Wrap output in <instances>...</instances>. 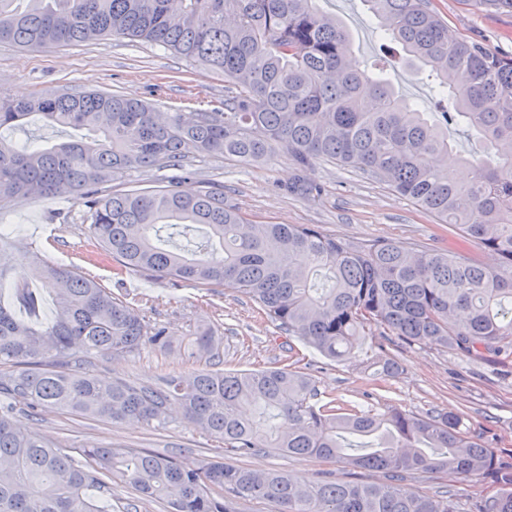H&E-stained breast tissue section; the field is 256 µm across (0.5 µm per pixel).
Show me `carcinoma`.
<instances>
[{
	"label": "carcinoma",
	"instance_id": "carcinoma-1",
	"mask_svg": "<svg viewBox=\"0 0 512 512\" xmlns=\"http://www.w3.org/2000/svg\"><path fill=\"white\" fill-rule=\"evenodd\" d=\"M320 0H0V43L47 48L122 35L160 45L224 74L233 90L222 112L153 111L100 92L0 99V206L20 198L69 197L86 207L88 234L121 272L224 287L257 303L281 330L331 361H346L378 334L446 348L468 358L512 362V57L477 41L448 37L430 0H363L381 37L430 69L435 112L406 100L384 64L347 60L349 34ZM37 118L82 132L42 144L4 142L1 132ZM477 135L479 150L448 168V125ZM284 150L301 174L286 192L314 200L321 186L302 175L319 161L360 170L456 231L452 248L355 243L306 224L247 218L210 186L184 195L173 186L103 192L146 166L183 169L185 160L222 155L258 163ZM201 233L194 248L161 239L159 227ZM477 246L497 257L489 268ZM30 275L53 292L48 325L19 321L0 306V512H103L112 482L165 501L169 512H235L261 500L273 512H460L451 489L410 497L413 472L450 482L487 481L495 491L476 512H512V462L467 436L459 417L347 411L322 404L312 376L291 364L261 370L202 369L159 386L77 371L91 356L165 347L168 336L76 268L39 261ZM11 247L0 233V287ZM201 357L220 358V341L200 330ZM376 374L401 371L378 346ZM181 418L218 454L196 468L140 448L88 444L78 462L12 412L164 425ZM256 450L381 472L380 482L297 483L282 470L229 462Z\"/></svg>",
	"mask_w": 512,
	"mask_h": 512
}]
</instances>
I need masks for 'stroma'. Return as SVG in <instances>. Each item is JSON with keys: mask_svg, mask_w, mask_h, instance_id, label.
<instances>
[{"mask_svg": "<svg viewBox=\"0 0 512 512\" xmlns=\"http://www.w3.org/2000/svg\"><path fill=\"white\" fill-rule=\"evenodd\" d=\"M431 7L455 35L479 41L490 52L512 56L511 12L488 11L470 0H431ZM321 8L347 27L356 60L371 62L386 56L388 47L363 0H321ZM386 75L410 102L432 107L434 91L426 73L394 63ZM229 88L223 74L197 68L154 44L122 36L38 51L0 44V98L96 91L147 101L158 112L200 108L220 112ZM184 174L178 185L182 192L220 185L247 216L280 224H311L344 240L429 247L447 242L450 234L447 225L436 223L388 186L331 163H316L308 172L322 187L320 198L288 196L283 187L293 180L296 168L283 152L258 164L220 155L191 158ZM0 230L15 243L16 267L26 268L37 250L48 262L90 273L114 295L132 301L146 322L163 328L172 340L166 348L146 344L131 353L83 362L80 370L138 385L161 384L167 377L207 368V361L193 355L189 343L201 328L220 336L223 368L260 369L289 358L292 338L251 300L231 289L207 294L187 282L175 286L137 271L118 275L110 262L87 263L85 257L93 245L83 208L70 199H19L0 208ZM380 345L397 356L403 367L399 375L381 377L367 368V359ZM299 354L311 364L319 400L332 399L337 406L366 411L382 412L392 406L416 414L445 411L459 416L462 430L470 437L493 448L500 458L512 460L511 367L475 361L432 345H408L395 336L366 337L355 358L345 362L324 360L305 348ZM15 417L66 450L87 443L126 445L176 456L190 467L214 454L210 441L176 415L158 430L135 421L71 418L54 411L42 412L36 419L19 411ZM237 463L256 470H286L304 483L383 478L376 471L264 451L238 458Z\"/></svg>", "mask_w": 512, "mask_h": 512, "instance_id": "35a3bbf8", "label": "stroma"}]
</instances>
